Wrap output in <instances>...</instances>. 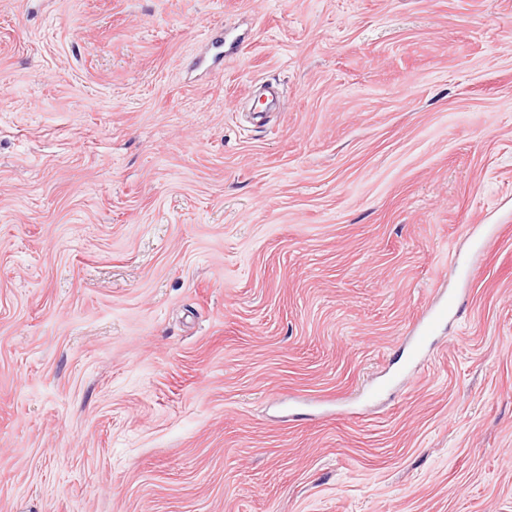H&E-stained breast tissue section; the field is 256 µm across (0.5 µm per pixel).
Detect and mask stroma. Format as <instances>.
I'll return each mask as SVG.
<instances>
[{
  "label": "stroma",
  "instance_id": "1",
  "mask_svg": "<svg viewBox=\"0 0 512 512\" xmlns=\"http://www.w3.org/2000/svg\"><path fill=\"white\" fill-rule=\"evenodd\" d=\"M0 512H512V0H0ZM453 308V297L442 296L438 303L432 306L420 322L416 336H410L407 340L409 349V362L418 358L423 349L435 337L438 325L448 319V313Z\"/></svg>",
  "mask_w": 512,
  "mask_h": 512
}]
</instances>
